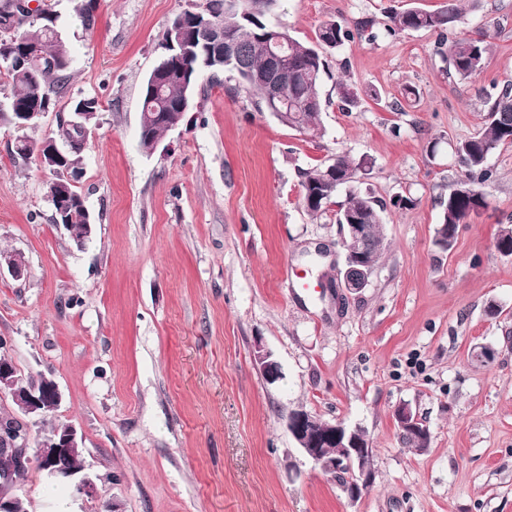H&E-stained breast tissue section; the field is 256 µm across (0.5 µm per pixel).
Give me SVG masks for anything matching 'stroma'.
Here are the masks:
<instances>
[{
  "mask_svg": "<svg viewBox=\"0 0 512 512\" xmlns=\"http://www.w3.org/2000/svg\"><path fill=\"white\" fill-rule=\"evenodd\" d=\"M192 2L204 0H100L86 29L78 0H56L70 83L28 135L97 99L76 181L96 219L84 245L51 221L52 172L0 128V251L27 265L0 273V336L21 374H53L95 482L77 497L29 467L15 486L25 512H512V256L495 247L512 224V145L488 158L486 207L451 250L434 244L461 176L453 148L482 126L478 91L512 80V0H463L461 30L491 43L466 81L447 75L435 34L384 30L391 13L445 0H279L272 23L307 42L329 19L374 22L324 52L322 138L258 111L228 76L148 154L142 83ZM345 84L359 94L348 110ZM339 155L369 161L357 187L386 205L369 284L342 296L327 286L344 273L336 212L301 201L303 173ZM398 195L411 205L391 206ZM258 341L276 384L254 363ZM481 345L494 351L482 363ZM404 404L431 431L426 451L400 439ZM298 407L366 431L376 479L358 502L296 447ZM254 361L265 380L269 384H273L281 378V366L277 360H274L272 353L257 342L253 351Z\"/></svg>",
  "mask_w": 512,
  "mask_h": 512,
  "instance_id": "obj_1",
  "label": "stroma"
}]
</instances>
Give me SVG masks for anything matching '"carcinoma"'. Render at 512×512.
I'll list each match as a JSON object with an SVG mask.
<instances>
[{
    "label": "carcinoma",
    "instance_id": "obj_1",
    "mask_svg": "<svg viewBox=\"0 0 512 512\" xmlns=\"http://www.w3.org/2000/svg\"><path fill=\"white\" fill-rule=\"evenodd\" d=\"M269 7L257 25L260 33L248 37L239 50L241 61L249 75L238 77L239 86L255 98L258 109L265 107L262 87L253 75L262 72L268 63L272 48L268 33L280 32L288 36V60L286 67L290 81L283 88L287 101L284 111L288 119L284 125L316 139L322 136L320 114L323 100L319 83L325 64L321 49L338 48L373 27L364 20L349 27L343 19L327 20L316 33V43L303 42L274 25L270 20L277 0H268ZM97 0H80L75 7L81 25L90 29L95 24ZM462 10L458 0H448L442 8L428 11L410 8L389 16L386 32L394 36L405 31H431L437 34V54L446 64L448 75L468 80L485 68L490 50L488 35L478 32L465 35L458 26ZM57 15L51 4L39 0L36 8H24L19 0H0V77L7 79L10 91L5 101H0V126L20 130V113L44 112L55 109L65 93L72 64L71 51L56 27ZM174 78L163 85L161 93L150 91L145 83L141 90L140 144L147 149V138L157 140L164 136L168 126L182 123V101L185 89L198 87V63L186 58L171 60ZM486 114L481 131L455 147L463 167L462 180L468 191L452 189L447 199L441 201L440 223L448 226V246H453L460 224L470 213L486 206L485 188L494 181V171L487 166L488 155L501 145L512 144V81L493 84V92L485 93ZM72 111L83 113L82 120L90 125L97 121L100 106L94 98H81L73 102ZM54 137L69 141V152L55 163L52 182L70 191L60 203L52 202V220L62 209L67 215L70 235L77 238L86 233L84 212L87 209L84 196L66 178L68 170H76L85 150V133L75 128L57 125ZM365 160L355 162L346 156H338L327 165L316 166L304 173L302 202L311 214L325 211L330 206L339 209V216L350 215L359 224L374 225L371 233L372 247H377L383 223L384 204L370 195L350 191L345 199L337 200L340 190L358 182L365 170ZM336 169V190L329 191L325 182L329 169Z\"/></svg>",
    "mask_w": 512,
    "mask_h": 512
}]
</instances>
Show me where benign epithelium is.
Masks as SVG:
<instances>
[{"mask_svg": "<svg viewBox=\"0 0 512 512\" xmlns=\"http://www.w3.org/2000/svg\"><path fill=\"white\" fill-rule=\"evenodd\" d=\"M189 21L174 24L175 40L171 47L184 54H191L201 46L210 62H222L229 55H237L240 41L249 35L242 26L235 33L224 31V25L217 19V12L206 6L196 5L188 9ZM264 89L265 101L274 113L282 111V86L285 81L280 55L272 53L268 72L258 75ZM38 162L44 166L62 157L57 141L39 145ZM338 245L344 255L346 272L336 287L348 294L361 292L368 285L376 264L367 261L364 249L370 231L369 224L346 223L338 225ZM356 270L354 277L348 271ZM11 340L0 336V394L9 396L15 406L13 413L0 418V453L13 456L22 467L40 465L50 480L70 487L74 494L89 496L94 493L95 483L85 468H70L59 465L82 447V436L68 421L59 422L53 432L38 441L35 456L28 453L31 425L49 415H57L62 393L53 375H44L36 384L25 383L12 360L4 353ZM254 361L267 383L272 384L282 375L281 366L272 358V353L257 343L253 351ZM401 426H409L425 439H431V432L424 421L408 407L396 411ZM288 432L297 448L311 464L338 485L344 496L352 503L358 501L373 486L375 470L368 463L370 444L364 430L349 427L345 423L328 422L303 408L288 413ZM14 481L8 475L0 476V512H15L17 497L13 494Z\"/></svg>", "mask_w": 512, "mask_h": 512, "instance_id": "1", "label": "benign epithelium"}]
</instances>
